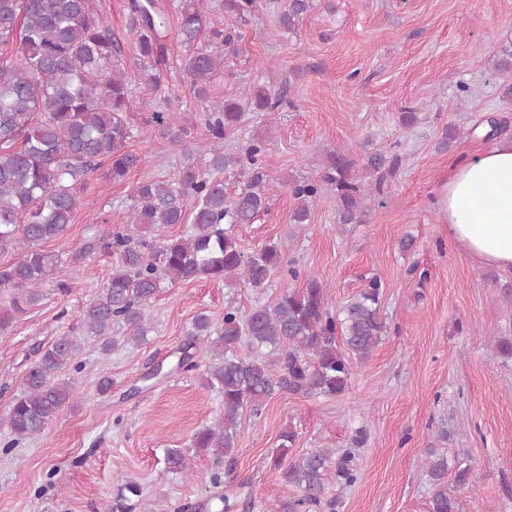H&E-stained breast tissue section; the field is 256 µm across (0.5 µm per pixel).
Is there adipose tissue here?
Here are the masks:
<instances>
[{
	"label": "adipose tissue",
	"mask_w": 512,
	"mask_h": 512,
	"mask_svg": "<svg viewBox=\"0 0 512 512\" xmlns=\"http://www.w3.org/2000/svg\"><path fill=\"white\" fill-rule=\"evenodd\" d=\"M436 206L453 240L479 260L512 268V141L459 162Z\"/></svg>",
	"instance_id": "obj_1"
}]
</instances>
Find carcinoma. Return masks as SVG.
Listing matches in <instances>:
<instances>
[{
    "label": "carcinoma",
    "instance_id": "1",
    "mask_svg": "<svg viewBox=\"0 0 512 512\" xmlns=\"http://www.w3.org/2000/svg\"><path fill=\"white\" fill-rule=\"evenodd\" d=\"M224 11V28L214 26L211 12ZM257 8V0H178L177 36L187 48L180 69L190 89L208 101L203 113L206 138L184 147V161L173 180H150L133 189L127 224L101 232L89 228L83 251L101 249L115 257L112 274L83 310L80 335L57 337L25 370L8 413L12 448L22 439L41 434L75 396V378L63 379L86 337L108 353L118 345L138 344L150 331L147 308L163 281L210 279L263 288L280 270L293 278L275 244L246 252L234 227L251 224L268 208L270 183L262 158V139L252 140L240 154L224 152V139L238 130L245 107L235 99L208 100L207 85L224 69V49L235 46L237 24ZM314 8L313 0H288L278 16L284 31L293 33ZM128 30L132 53L139 61L140 79L148 87L163 82L167 48L165 26L156 0H129ZM15 46L0 57V253L15 258L0 262V329L11 314L22 313L44 299L51 282L59 294L69 292L63 279L62 255L42 248L61 238L72 223L80 194L103 176L124 180L142 164L128 150L134 137L129 122L132 95L125 73L123 43L102 19V0H0V46ZM282 99L257 92L253 112H270ZM208 156L200 167L197 155ZM396 152L375 153L367 167L378 172L395 168ZM348 155L332 157L319 178L288 183L300 204L290 215L293 224L310 220V205L321 185L329 184L339 200L340 223L360 221L366 197L384 194L382 182L365 189L354 174ZM235 171L243 182L234 196L218 174ZM174 224H190L187 237L167 234ZM382 283L372 279L337 315L325 307L322 283L305 277V288L284 291L274 302L249 310L229 306L222 325L198 315L190 340L179 348L175 369L198 368L196 357L210 356L204 381L222 398L218 418L194 435L191 447L206 451L216 462L233 461L238 418L244 411L262 414L266 402L280 392L301 397H335L344 393L353 374V361L369 357L387 325L381 313ZM342 341L344 350L336 342ZM246 346L249 355L240 354ZM271 468L297 497L284 503V512H337L339 501L328 494V472L336 485L350 487L358 472L346 452L333 458L322 448L289 456L296 432L279 436ZM166 467L189 473L188 454L180 448L165 453ZM434 486L430 512H459L448 494V458L440 454L427 466ZM142 494L140 483L119 479L104 512H133L131 501Z\"/></svg>",
    "mask_w": 512,
    "mask_h": 512
}]
</instances>
